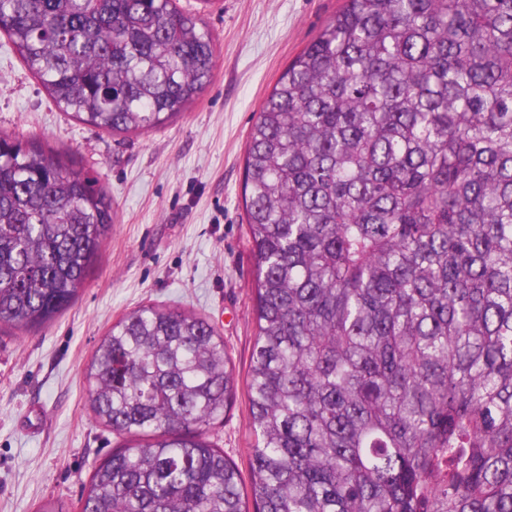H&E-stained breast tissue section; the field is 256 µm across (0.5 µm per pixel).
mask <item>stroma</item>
Listing matches in <instances>:
<instances>
[{
    "mask_svg": "<svg viewBox=\"0 0 512 512\" xmlns=\"http://www.w3.org/2000/svg\"><path fill=\"white\" fill-rule=\"evenodd\" d=\"M201 12L214 44L211 83L148 134H109L61 111L0 34V132L68 152L117 213L87 283L55 321L0 327V512L49 500L77 512L95 464L122 439L96 422L83 370L105 332L141 305L177 306L221 332L245 375L255 324V257L245 223L246 143L264 98L343 0H177ZM211 439L249 474L247 401Z\"/></svg>",
    "mask_w": 512,
    "mask_h": 512,
    "instance_id": "1",
    "label": "stroma"
}]
</instances>
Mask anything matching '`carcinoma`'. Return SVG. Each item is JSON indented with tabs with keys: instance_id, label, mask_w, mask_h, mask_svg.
Returning a JSON list of instances; mask_svg holds the SVG:
<instances>
[{
	"instance_id": "1",
	"label": "carcinoma",
	"mask_w": 512,
	"mask_h": 512,
	"mask_svg": "<svg viewBox=\"0 0 512 512\" xmlns=\"http://www.w3.org/2000/svg\"><path fill=\"white\" fill-rule=\"evenodd\" d=\"M55 103L109 133L181 116L213 75L176 0H0ZM0 132V323L53 321L112 196ZM251 492L207 437L238 396L207 319L144 305L83 371L131 437L81 512H512V0H344L251 126Z\"/></svg>"
}]
</instances>
